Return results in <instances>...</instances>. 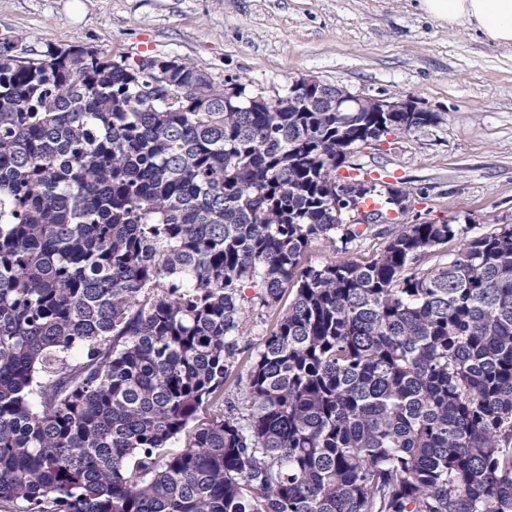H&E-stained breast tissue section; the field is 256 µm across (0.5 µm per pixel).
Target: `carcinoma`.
Masks as SVG:
<instances>
[{"mask_svg": "<svg viewBox=\"0 0 512 512\" xmlns=\"http://www.w3.org/2000/svg\"><path fill=\"white\" fill-rule=\"evenodd\" d=\"M0 50V503L15 512H512V225L302 263L410 190L338 112L187 63ZM254 295L249 297L246 290ZM242 404L245 304L275 311ZM212 411L206 423L199 413ZM185 449L169 451L181 437Z\"/></svg>", "mask_w": 512, "mask_h": 512, "instance_id": "carcinoma-1", "label": "carcinoma"}]
</instances>
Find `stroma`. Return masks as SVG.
I'll return each mask as SVG.
<instances>
[{
    "label": "stroma",
    "instance_id": "1",
    "mask_svg": "<svg viewBox=\"0 0 512 512\" xmlns=\"http://www.w3.org/2000/svg\"><path fill=\"white\" fill-rule=\"evenodd\" d=\"M92 46L186 62L269 97L315 76L362 96L413 98L436 124L354 163L413 191L403 221L456 225L444 246L512 225V49L426 16L416 0H0V43Z\"/></svg>",
    "mask_w": 512,
    "mask_h": 512
}]
</instances>
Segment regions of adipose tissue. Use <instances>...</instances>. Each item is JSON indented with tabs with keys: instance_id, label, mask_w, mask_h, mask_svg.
Instances as JSON below:
<instances>
[{
	"instance_id": "ef3b65f1",
	"label": "adipose tissue",
	"mask_w": 512,
	"mask_h": 512,
	"mask_svg": "<svg viewBox=\"0 0 512 512\" xmlns=\"http://www.w3.org/2000/svg\"><path fill=\"white\" fill-rule=\"evenodd\" d=\"M418 7L435 20L475 27L486 39L512 48V0H418Z\"/></svg>"
}]
</instances>
